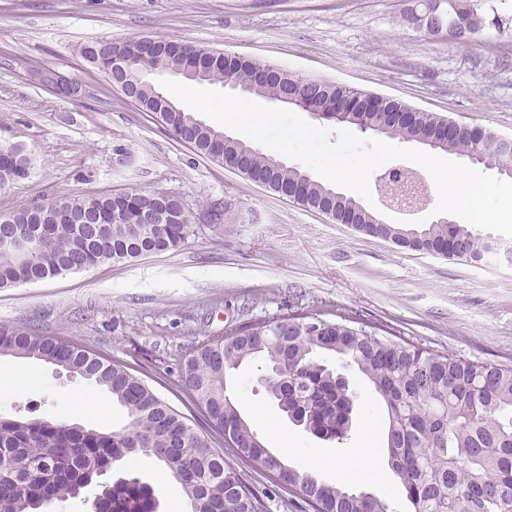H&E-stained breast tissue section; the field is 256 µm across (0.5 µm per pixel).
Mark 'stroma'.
<instances>
[{
    "mask_svg": "<svg viewBox=\"0 0 512 512\" xmlns=\"http://www.w3.org/2000/svg\"><path fill=\"white\" fill-rule=\"evenodd\" d=\"M408 0H0V144L35 158L31 176L0 190V213L43 197L131 189L181 199L193 232L175 251L0 289V324L81 344L123 363L198 434L201 412L177 386L185 357L203 342L286 310L354 311L439 353L512 366V256L477 265L396 247L282 198L197 155L113 89L81 45L134 36L174 38L275 65L302 78L391 96L427 112L512 137V0L500 26L469 39L433 36L402 18ZM49 68L85 85L68 100L40 84ZM122 144L128 166L113 163ZM21 390L0 393V416L58 419L85 387L52 364L0 355ZM262 364L226 380L241 415L289 465L320 463L319 477L346 483L335 464L377 448L380 478L352 484L413 512L387 464L381 412L369 387L342 369L358 401L344 443L291 423L260 382ZM138 476L160 512H191L170 470L142 457L113 477ZM269 512H311L299 493L249 471Z\"/></svg>",
    "mask_w": 512,
    "mask_h": 512,
    "instance_id": "35a3bbf8",
    "label": "stroma"
}]
</instances>
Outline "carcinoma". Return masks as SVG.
<instances>
[{"mask_svg":"<svg viewBox=\"0 0 512 512\" xmlns=\"http://www.w3.org/2000/svg\"><path fill=\"white\" fill-rule=\"evenodd\" d=\"M81 57L112 79L113 64L128 77L154 71L195 70L210 59L202 83L229 82L267 99L301 93L309 105L339 113L335 122L359 130L392 122L393 108L358 90L336 84L303 87L306 79L275 69L273 80H257L259 63L245 57L189 46L179 54L152 49L140 37L102 40ZM135 105L198 155L220 164L242 163L246 179L271 191L300 192L310 209L328 203L327 185L178 108L171 93L145 87ZM436 115L416 111L393 126L390 139L407 141L431 132ZM470 135L448 138L444 153L480 150ZM482 165L512 168V151L487 153ZM32 155L0 146V189L27 179ZM121 212L125 223L112 224ZM0 288H11L100 265L178 249L192 232L190 213L177 198L155 192L71 195L43 199L0 214ZM396 238L416 233L425 244L448 249V258L476 261L489 249L467 224L392 225ZM0 354L35 358L94 382L129 418L126 429L103 433L80 424L0 416V512H43L46 500L79 498L98 473L147 456L164 464L198 512H266L246 485L237 463L268 476L279 474L313 512H391L379 497L320 480L272 453L265 439L241 416L226 394V377L243 362L261 359L268 396L295 425L322 440H346L356 395L325 361L332 355L356 368L386 417L391 473L414 512H512V367L435 353L397 341L382 325L359 314L335 312L282 316L240 327L196 347L181 366L178 385L204 408L213 437L196 434L186 417L145 381L86 347L43 336L20 325L0 324ZM233 444H228V441ZM96 512H157L154 489L135 476L118 480L95 497Z\"/></svg>","mask_w":512,"mask_h":512,"instance_id":"obj_1","label":"carcinoma"}]
</instances>
